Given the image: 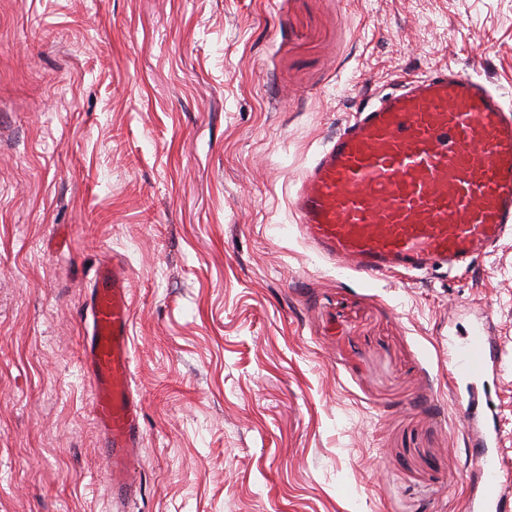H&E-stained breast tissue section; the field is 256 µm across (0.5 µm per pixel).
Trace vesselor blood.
Here are the masks:
<instances>
[{
	"instance_id": "b4317fda",
	"label": "vessel or blood",
	"mask_w": 512,
	"mask_h": 512,
	"mask_svg": "<svg viewBox=\"0 0 512 512\" xmlns=\"http://www.w3.org/2000/svg\"><path fill=\"white\" fill-rule=\"evenodd\" d=\"M291 206L302 237L360 279L470 270L512 237V104L446 65L403 78L324 141ZM131 325L128 271L103 262L84 303L81 363L114 512L137 490L143 441ZM445 352L475 465L467 512H512V465L491 399L501 348L490 316L448 338Z\"/></svg>"
}]
</instances>
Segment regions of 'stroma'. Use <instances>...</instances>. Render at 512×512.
Instances as JSON below:
<instances>
[{
    "label": "stroma",
    "mask_w": 512,
    "mask_h": 512,
    "mask_svg": "<svg viewBox=\"0 0 512 512\" xmlns=\"http://www.w3.org/2000/svg\"><path fill=\"white\" fill-rule=\"evenodd\" d=\"M447 64L512 102V0H0V512H109L80 363L128 270V512H466L440 339L488 309L512 461V239L367 282L290 201L337 122Z\"/></svg>",
    "instance_id": "stroma-1"
}]
</instances>
